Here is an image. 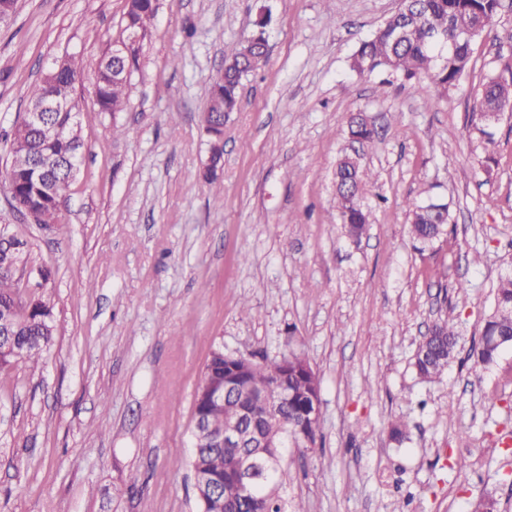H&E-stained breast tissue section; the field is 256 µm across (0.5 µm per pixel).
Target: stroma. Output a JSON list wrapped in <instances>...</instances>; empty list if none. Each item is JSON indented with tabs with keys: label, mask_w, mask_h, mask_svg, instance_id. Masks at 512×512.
<instances>
[{
	"label": "stroma",
	"mask_w": 512,
	"mask_h": 512,
	"mask_svg": "<svg viewBox=\"0 0 512 512\" xmlns=\"http://www.w3.org/2000/svg\"><path fill=\"white\" fill-rule=\"evenodd\" d=\"M399 0H157L125 111L96 109L95 76L126 0H18L0 23V224L27 240L21 297L52 309L37 363L0 376V512H201L188 463L193 392L213 347L301 353L320 383L321 443L286 448L285 496L306 512H512V346L471 355L512 271V111L479 119L485 84L512 80V0L442 94L360 76L350 58ZM267 13L269 56L224 127L223 197L196 176L224 54ZM82 62V162L58 224L9 204L7 137L52 62ZM373 139L348 140L353 114ZM372 178L360 243L336 213L335 169ZM447 203L444 234L410 232L408 204ZM48 277H41V270ZM467 291H458V282ZM454 315L458 352L419 381L416 347ZM404 420L408 437L389 441ZM476 448L465 471L461 448ZM181 459L173 467V459Z\"/></svg>",
	"instance_id": "obj_1"
}]
</instances>
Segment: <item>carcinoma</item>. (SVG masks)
<instances>
[{"instance_id": "cac0c4a2", "label": "carcinoma", "mask_w": 512, "mask_h": 512, "mask_svg": "<svg viewBox=\"0 0 512 512\" xmlns=\"http://www.w3.org/2000/svg\"><path fill=\"white\" fill-rule=\"evenodd\" d=\"M498 8L499 0H405L397 13L360 43L351 57L350 66L360 75L388 71L402 75L407 81L426 73L444 94L456 86L472 53L471 46L460 42L450 52L448 43L456 39L461 29L474 28L484 34L491 31ZM155 11V0H127L124 32L145 36ZM267 21V17H260L256 29L225 56L224 79L212 84L204 109L208 116L203 121L220 122L229 113L238 111L243 77L262 69L267 61ZM81 75L78 61L69 55L56 64L32 93V97L51 105H69L66 111L52 108L46 111L47 120L61 129L53 142L46 144L37 130L19 125L12 134L10 193L21 205V212L45 227L58 223L67 199L70 175L81 162L82 138L71 127L72 113L80 111L74 93ZM96 87L98 111L114 113L125 109L128 85L117 72V63L112 61L110 53L99 64ZM503 100H512V82L490 79L484 86L481 119L492 120L491 114ZM205 131L209 134L213 169L199 177L215 184L220 179L224 149L211 135L212 128L207 127ZM348 133L350 138L363 144L372 140L375 129L368 117L359 114L349 122ZM369 180V172L360 167L355 158L346 156L338 162L336 211L347 236L353 240L361 239L370 224L369 214L358 199L360 185ZM409 216L414 236L432 240L443 233V226L448 223V204L434 200L413 202ZM11 240L13 248L0 247V322L10 324L17 354L0 356L1 373L20 362L39 357L52 345L55 333L51 308L39 298L23 301L19 296L18 282L12 270L21 261L28 244L16 236ZM498 338L512 340L511 275L499 279L493 309L481 327L478 345L472 348L479 362L492 364L496 361L499 349L494 342ZM457 344L452 319L441 318L435 322L414 354L417 376L426 382L439 377L453 359ZM244 380L261 398L242 402L232 398L224 407L206 411L211 427L223 429L224 419L234 418L240 409L247 408L255 416L268 417L264 435L271 455H279L278 443L287 436L296 441L306 439L316 445L320 418L314 415V405L319 400L320 381L305 357L291 352L260 362L250 358ZM287 389L296 392V396L285 398ZM236 464L234 452L211 448L204 442L194 443L191 467L222 479L234 471ZM286 480L287 472L281 469L280 463L269 464L255 482L252 497L238 502L235 512H305L302 503H290L279 493L271 492L272 488L284 485Z\"/></svg>"}]
</instances>
